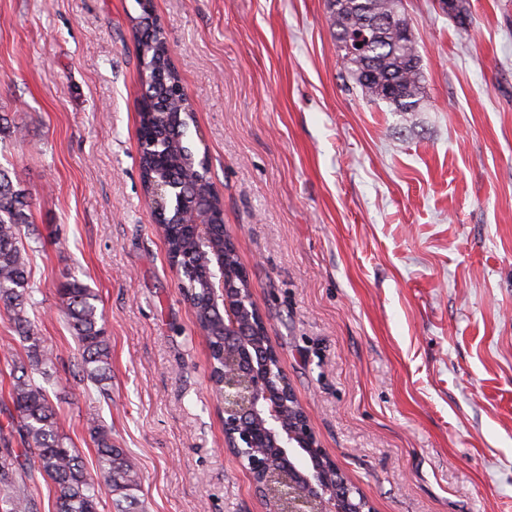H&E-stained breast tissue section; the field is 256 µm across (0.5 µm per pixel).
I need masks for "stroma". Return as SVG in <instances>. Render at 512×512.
Listing matches in <instances>:
<instances>
[{
	"mask_svg": "<svg viewBox=\"0 0 512 512\" xmlns=\"http://www.w3.org/2000/svg\"><path fill=\"white\" fill-rule=\"evenodd\" d=\"M402 0L423 106L374 104L325 0H152L196 105L224 226L322 450L373 512H512V0ZM137 0H0V166L59 432L97 472L98 419L143 512H265L224 442L209 352L139 169ZM94 289L107 394L57 288Z\"/></svg>",
	"mask_w": 512,
	"mask_h": 512,
	"instance_id": "stroma-1",
	"label": "stroma"
}]
</instances>
